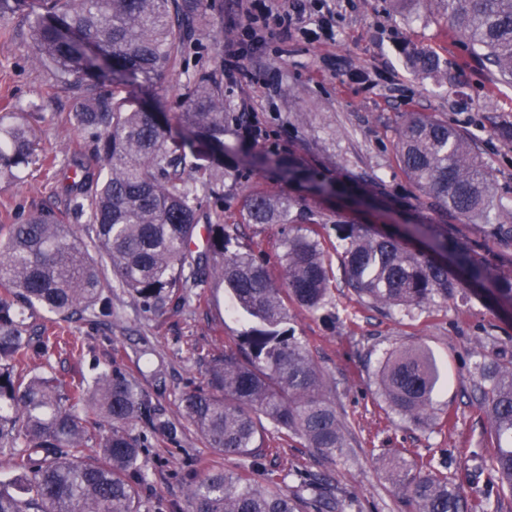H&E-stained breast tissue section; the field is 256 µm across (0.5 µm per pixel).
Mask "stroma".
Returning a JSON list of instances; mask_svg holds the SVG:
<instances>
[{
	"instance_id": "obj_1",
	"label": "stroma",
	"mask_w": 512,
	"mask_h": 512,
	"mask_svg": "<svg viewBox=\"0 0 512 512\" xmlns=\"http://www.w3.org/2000/svg\"><path fill=\"white\" fill-rule=\"evenodd\" d=\"M209 2L183 69L222 66L224 45L236 34L231 22L239 13V0ZM326 3L335 13L332 33L319 30L268 42L242 60L244 78L225 79V111L247 113L255 134L245 140L235 128H227L225 143L243 146L244 153L237 171H226L218 195L204 199V214L235 226L239 248L260 253L277 274L282 271L283 228L244 222L243 201L253 191L303 197L327 235L339 221L372 224L387 232L415 214L447 225L449 237L484 256L485 225L461 220L420 197L400 167L397 136L411 112L431 114L477 135L499 194L512 197V85L493 80L437 14L412 6L398 10L393 0ZM24 30L21 17L0 18V116L16 105L41 113L34 123L39 159L19 178L0 180V226L20 223L44 207L68 209L70 154L82 140L65 119L68 92L50 71L32 64ZM417 50L439 58L438 77L412 73L409 58ZM272 149L300 158L325 181L358 186L368 206H356L344 196L312 194L252 163V156ZM112 308L117 315L113 324L70 323L74 335L85 339L83 353L62 345L36 365L67 383L94 376L98 364L112 354L147 392L152 389L149 370L164 366L168 389L155 401L184 434L179 443L158 441L149 450L152 477L141 493V512H186L188 472L248 467L240 457L207 447L186 418L180 395L203 384L204 356L223 352L250 321L231 313L219 280L190 289L183 307L162 314L144 313L120 291L112 296ZM329 308L335 321L289 304L288 325L330 382L336 410L349 430V452L327 461L303 441L283 438L269 426L262 466L285 474L291 486L297 485L300 470L330 476L348 504L346 512H412L385 463L398 457L412 463L436 452L447 458L448 473L467 499H487L497 504L498 512H512V492L497 487L487 462L490 435L477 401L473 357L480 337L489 339L494 352L512 357V309L460 290L405 314L361 302L341 280L331 291ZM412 344L428 348L446 377L434 417L421 425L391 410L377 384L383 353Z\"/></svg>"
}]
</instances>
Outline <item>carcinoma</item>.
Listing matches in <instances>:
<instances>
[{"instance_id":"carcinoma-1","label":"carcinoma","mask_w":512,"mask_h":512,"mask_svg":"<svg viewBox=\"0 0 512 512\" xmlns=\"http://www.w3.org/2000/svg\"><path fill=\"white\" fill-rule=\"evenodd\" d=\"M440 4L470 53L512 84V0H426ZM206 0H0V17L19 14L34 61L52 71L73 102L68 118L83 134L72 154L71 211L87 216L68 224L50 207L10 224L0 236V454L9 476L0 478V512H141L151 474L143 459L147 434L177 442L178 427L164 417L137 381L109 360L88 381L67 385L23 365L46 356L66 339L57 331L36 335L26 314L43 309L58 322L112 316L120 289L146 313L176 308L187 290L224 281L232 308L255 326L242 333L207 368L203 386L184 393L186 417L208 447L255 461L266 420L282 436L303 440L317 455L335 458L347 448L346 425L331 387L306 346L285 327L287 302L318 313L326 309L334 273L319 233L283 239L284 282L276 286L267 263L252 251L231 249L222 224H207L203 251L191 243L203 196L215 192L229 148L230 123L248 116L224 111V70L185 73L186 134L168 135L143 96L181 65L195 40ZM412 68L439 73V59L417 51ZM34 112L11 121L0 116V178H13L34 153ZM401 168L424 195L468 221L501 207L477 138L448 122L412 113L399 131ZM99 168L93 173L89 163ZM259 162L290 181H312L300 162L275 153ZM302 200L288 194L250 195L249 224H306ZM508 219L487 224L488 236L512 245ZM344 242L346 284L363 301L411 311L458 288L512 306V276L496 273L448 239L445 224H414L410 237L429 251L380 235L361 224H336ZM480 404L488 416L490 469L512 491V360L480 353L474 363ZM443 374L427 350L409 346L388 353L378 381L390 407L410 421L432 409ZM144 434H134L136 426ZM405 488L415 512H464L466 502L442 459L414 464ZM188 512H344L333 482L306 474L296 487L272 471L214 470L193 476Z\"/></svg>"}]
</instances>
